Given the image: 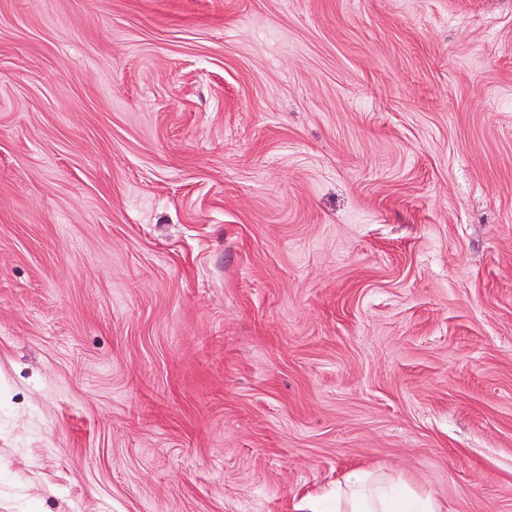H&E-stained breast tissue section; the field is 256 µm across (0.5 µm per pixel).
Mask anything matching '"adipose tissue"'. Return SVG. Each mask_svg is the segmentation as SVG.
<instances>
[{"mask_svg": "<svg viewBox=\"0 0 512 512\" xmlns=\"http://www.w3.org/2000/svg\"><path fill=\"white\" fill-rule=\"evenodd\" d=\"M393 480H384L372 472L356 469L326 494H309L297 505L298 512H319L323 497L335 498L337 512H442L441 504L432 496L406 487L394 491Z\"/></svg>", "mask_w": 512, "mask_h": 512, "instance_id": "ef3b65f1", "label": "adipose tissue"}]
</instances>
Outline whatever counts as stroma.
Masks as SVG:
<instances>
[{"label":"stroma","instance_id":"obj_1","mask_svg":"<svg viewBox=\"0 0 512 512\" xmlns=\"http://www.w3.org/2000/svg\"><path fill=\"white\" fill-rule=\"evenodd\" d=\"M512 512V0H0V512ZM395 484L403 490L396 493L391 489ZM327 497L336 499L337 512H442L436 499L418 493L400 478L384 480L363 469L349 472L333 488L306 495L296 509L319 512L320 502Z\"/></svg>","mask_w":512,"mask_h":512}]
</instances>
